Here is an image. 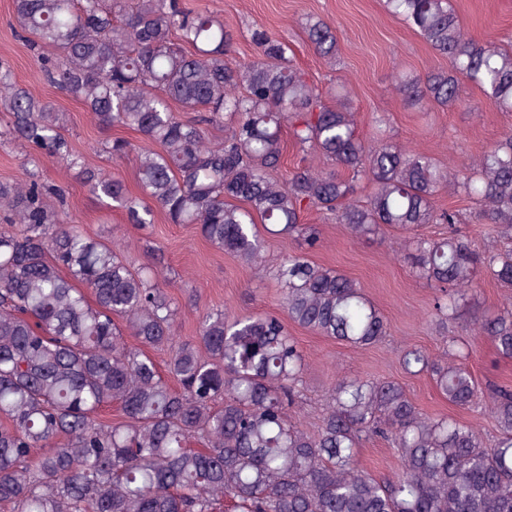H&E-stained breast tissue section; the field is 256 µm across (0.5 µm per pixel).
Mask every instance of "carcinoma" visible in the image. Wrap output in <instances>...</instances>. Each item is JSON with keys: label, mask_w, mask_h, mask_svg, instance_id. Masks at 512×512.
Instances as JSON below:
<instances>
[{"label": "carcinoma", "mask_w": 512, "mask_h": 512, "mask_svg": "<svg viewBox=\"0 0 512 512\" xmlns=\"http://www.w3.org/2000/svg\"><path fill=\"white\" fill-rule=\"evenodd\" d=\"M448 67L396 76L411 104L451 109L464 83L498 112L512 113V46L481 44L463 30L449 0H386ZM33 37L46 80L80 101L101 129L124 126L104 144L132 157L154 206L75 155L64 112L47 106L0 60V112L11 142L52 157L67 174L151 224H195L212 247L267 272L288 320L369 348L388 336L385 315L358 281L307 258L316 229L310 210L336 216L356 238L384 229L418 278L438 290L444 321L466 315L497 353L512 358V295L479 309L481 276L512 288V250L483 249L457 229L461 214L436 207L444 189L474 203L472 222L495 224L512 241V132L455 176L432 156L357 134L356 113L326 96L293 64L288 43L252 33L258 55L232 65L224 23L183 0H13ZM313 51L336 57V31L304 25ZM179 105L192 116L172 112ZM210 127L224 129L212 145ZM304 164L286 179L283 128ZM373 191L356 199L359 183ZM67 186L34 172L0 183V512H512V387L490 389L495 433L422 412L394 380L343 379L329 391L315 430L293 417L307 389L305 356L274 314L197 318L196 334L174 343L179 304L165 288L173 269L150 247L134 270L106 242L63 220ZM297 242L268 266L257 225ZM427 224L448 233L426 237ZM168 357L158 361L156 355ZM456 336L439 358L402 351L409 375L427 373L448 403L469 409L483 391ZM117 418H112V411ZM381 440L401 469L374 476L358 448Z\"/></svg>", "instance_id": "carcinoma-1"}]
</instances>
